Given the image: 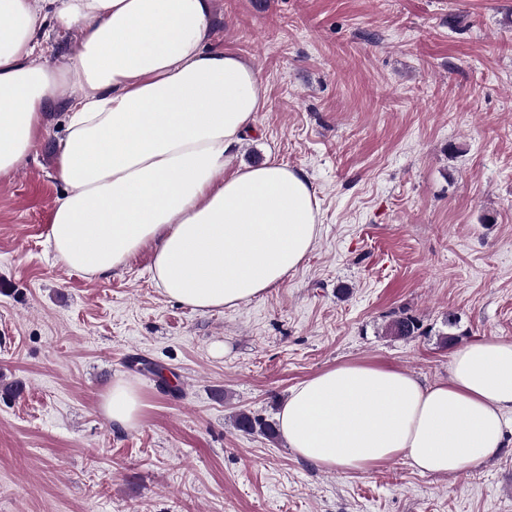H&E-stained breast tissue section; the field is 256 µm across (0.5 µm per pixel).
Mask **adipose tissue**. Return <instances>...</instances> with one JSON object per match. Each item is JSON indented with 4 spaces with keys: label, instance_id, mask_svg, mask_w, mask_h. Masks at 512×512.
<instances>
[{
    "label": "adipose tissue",
    "instance_id": "ef3b65f1",
    "mask_svg": "<svg viewBox=\"0 0 512 512\" xmlns=\"http://www.w3.org/2000/svg\"><path fill=\"white\" fill-rule=\"evenodd\" d=\"M75 29L59 67L46 30ZM67 92L47 239L70 270L104 276L150 248L163 294L215 311L264 295L301 266L320 231L314 188L268 159L231 168L264 106L258 72L213 41L210 0H0V177L29 157L57 89ZM101 409L136 426L143 401L118 380ZM512 415V339L455 352L431 384L372 363L325 369L277 415L288 449L318 468L366 472L402 457L453 474L497 456Z\"/></svg>",
    "mask_w": 512,
    "mask_h": 512
}]
</instances>
